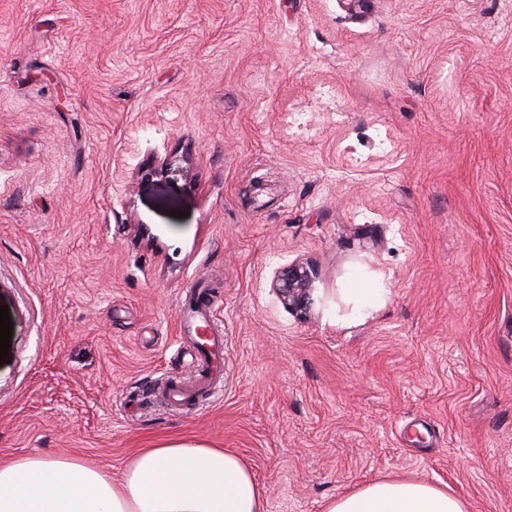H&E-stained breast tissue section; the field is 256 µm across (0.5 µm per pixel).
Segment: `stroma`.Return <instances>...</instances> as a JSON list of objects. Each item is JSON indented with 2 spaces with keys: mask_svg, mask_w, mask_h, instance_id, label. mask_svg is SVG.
Returning a JSON list of instances; mask_svg holds the SVG:
<instances>
[{
  "mask_svg": "<svg viewBox=\"0 0 512 512\" xmlns=\"http://www.w3.org/2000/svg\"><path fill=\"white\" fill-rule=\"evenodd\" d=\"M204 286L224 377L171 409ZM4 305L0 464L185 437L267 512L389 477L512 512V0H0ZM190 164V153L186 152L184 155H181V159H174L172 156L157 159L150 171L153 175L165 178L177 175L187 177L190 171ZM318 272L309 262L296 261L281 269L273 279L272 288L281 304L297 316H306L314 303Z\"/></svg>",
  "mask_w": 512,
  "mask_h": 512,
  "instance_id": "1",
  "label": "stroma"
}]
</instances>
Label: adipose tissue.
Masks as SVG:
<instances>
[{
	"label": "adipose tissue",
	"mask_w": 512,
	"mask_h": 512,
	"mask_svg": "<svg viewBox=\"0 0 512 512\" xmlns=\"http://www.w3.org/2000/svg\"><path fill=\"white\" fill-rule=\"evenodd\" d=\"M0 512H266V499L237 453L170 439L136 453L117 481L67 458L32 455L0 465ZM324 512L466 510L447 489L390 478L332 498Z\"/></svg>",
	"instance_id": "obj_1"
}]
</instances>
